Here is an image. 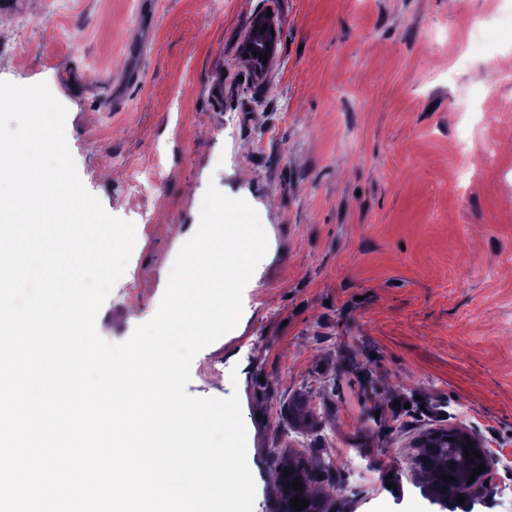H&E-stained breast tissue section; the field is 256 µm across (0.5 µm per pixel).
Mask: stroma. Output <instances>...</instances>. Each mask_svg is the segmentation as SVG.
<instances>
[{"mask_svg": "<svg viewBox=\"0 0 512 512\" xmlns=\"http://www.w3.org/2000/svg\"><path fill=\"white\" fill-rule=\"evenodd\" d=\"M158 2L149 32L142 0L0 11V80L47 82L84 187L136 228L99 336L124 342L154 316L180 249L167 227L199 223L216 185L257 210L269 247L187 391L238 392L253 512H277L270 473L289 458L330 464L334 512H413L416 444L448 426L497 458L473 512H499L512 496V112L498 109L512 28L480 54L463 47L469 17L511 15L512 0ZM265 10L283 43L256 77L242 46ZM140 45V82L112 104ZM479 144L493 165H476ZM156 169L153 193L129 197Z\"/></svg>", "mask_w": 512, "mask_h": 512, "instance_id": "obj_1", "label": "stroma"}]
</instances>
